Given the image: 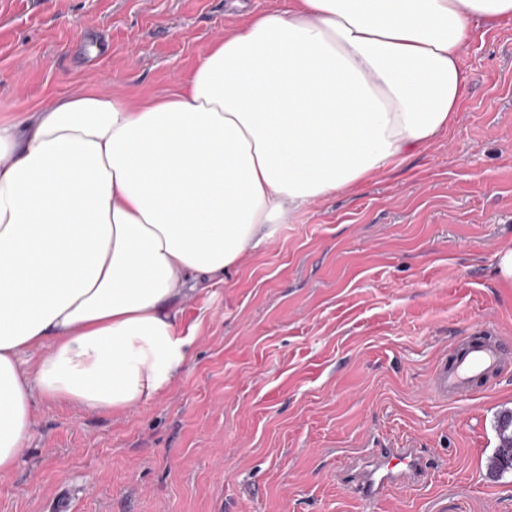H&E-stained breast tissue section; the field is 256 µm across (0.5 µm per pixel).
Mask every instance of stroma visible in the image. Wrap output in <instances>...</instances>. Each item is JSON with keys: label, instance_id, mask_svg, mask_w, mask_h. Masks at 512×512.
Wrapping results in <instances>:
<instances>
[{"label": "stroma", "instance_id": "1", "mask_svg": "<svg viewBox=\"0 0 512 512\" xmlns=\"http://www.w3.org/2000/svg\"><path fill=\"white\" fill-rule=\"evenodd\" d=\"M242 2L0 0V121L89 86L172 90L245 12L289 0ZM459 59L446 132L174 299L195 340L168 386L119 414L34 397L0 512H512V472L489 474L512 367L458 402L428 390L454 339L489 322L512 340V18ZM364 443L422 449L430 482L364 503L338 477Z\"/></svg>", "mask_w": 512, "mask_h": 512}]
</instances>
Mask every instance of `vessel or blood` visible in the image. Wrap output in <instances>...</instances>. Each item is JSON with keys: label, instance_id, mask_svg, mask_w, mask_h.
<instances>
[{"label": "vessel or blood", "instance_id": "obj_1", "mask_svg": "<svg viewBox=\"0 0 512 512\" xmlns=\"http://www.w3.org/2000/svg\"><path fill=\"white\" fill-rule=\"evenodd\" d=\"M507 351L505 344L488 338H463L450 344L434 365L429 382L431 393L444 402L472 395L488 376L504 372ZM356 458L363 462L364 469L348 487L367 503L396 484H423L429 478L430 466L416 448H391L381 456L363 448Z\"/></svg>", "mask_w": 512, "mask_h": 512}]
</instances>
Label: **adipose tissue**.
Returning <instances> with one entry per match:
<instances>
[{"label": "adipose tissue", "instance_id": "obj_1", "mask_svg": "<svg viewBox=\"0 0 512 512\" xmlns=\"http://www.w3.org/2000/svg\"><path fill=\"white\" fill-rule=\"evenodd\" d=\"M506 17L512 0H290L226 31L174 92L91 88L0 123V474L34 396L118 413L169 385L190 274L222 275L265 225L443 134L460 46Z\"/></svg>", "mask_w": 512, "mask_h": 512}]
</instances>
